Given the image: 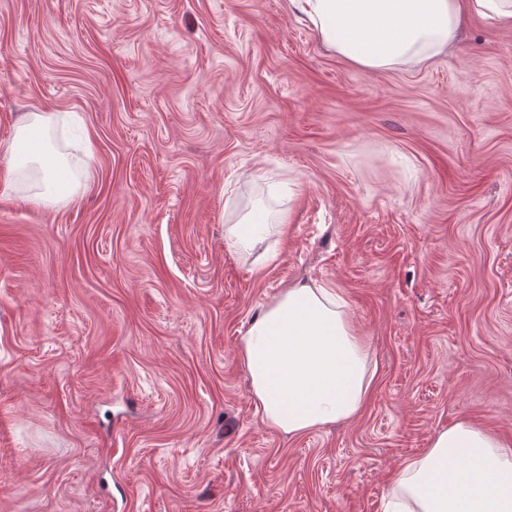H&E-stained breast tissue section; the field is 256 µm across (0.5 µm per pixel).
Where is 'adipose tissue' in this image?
<instances>
[{"label":"adipose tissue","instance_id":"adipose-tissue-1","mask_svg":"<svg viewBox=\"0 0 512 512\" xmlns=\"http://www.w3.org/2000/svg\"><path fill=\"white\" fill-rule=\"evenodd\" d=\"M337 55L368 70L419 63L448 49L466 14L512 29V0H292ZM79 113L27 112L16 121L0 198L70 203L88 180L92 142ZM345 302L296 283L244 334L240 359L262 421L297 435L354 418L372 376ZM383 512H512V444L467 421L440 432L399 469Z\"/></svg>","mask_w":512,"mask_h":512}]
</instances>
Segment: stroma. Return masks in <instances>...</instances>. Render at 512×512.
Listing matches in <instances>:
<instances>
[{
    "label": "stroma",
    "instance_id": "stroma-1",
    "mask_svg": "<svg viewBox=\"0 0 512 512\" xmlns=\"http://www.w3.org/2000/svg\"><path fill=\"white\" fill-rule=\"evenodd\" d=\"M50 109L93 176L0 200V512H382L456 422L512 439V29L366 71L290 0H0V144ZM297 282L376 372L290 436L238 352ZM245 224H232L225 231V242L235 251L251 250L262 241L267 228L266 225H251V219L241 222ZM245 226V228H244Z\"/></svg>",
    "mask_w": 512,
    "mask_h": 512
}]
</instances>
